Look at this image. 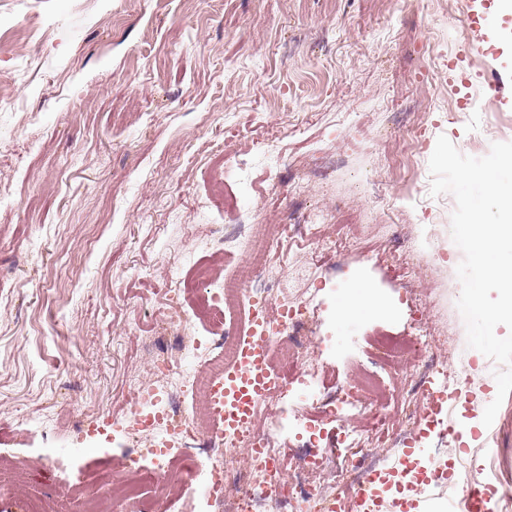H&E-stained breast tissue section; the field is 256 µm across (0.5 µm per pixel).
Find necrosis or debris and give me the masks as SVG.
<instances>
[{
  "label": "necrosis or debris",
  "mask_w": 512,
  "mask_h": 512,
  "mask_svg": "<svg viewBox=\"0 0 512 512\" xmlns=\"http://www.w3.org/2000/svg\"><path fill=\"white\" fill-rule=\"evenodd\" d=\"M332 208H301L277 215V242L296 238L317 243L320 251L336 249L329 224ZM232 273L204 280L197 308L210 327L208 338L188 339L170 324L169 355L150 359V382L134 381L128 388V411L122 418L98 417L97 426L116 424L125 438H148L149 447L125 448L112 470L126 501H141L144 488L153 492L141 512H156L155 503L179 496L196 482H204L201 512H350V498H338L342 483H370L378 457L399 456L411 436L407 422L426 423L437 448L448 445V422L427 410L428 398L455 402L467 380L465 368H449L441 339L430 328L418 336L420 354L410 359L409 381L404 382L396 406L378 400L371 376L360 377L356 386L334 392L316 387L319 364L311 360L304 341L314 311L304 296L285 294L276 286L270 264L251 267L249 288L237 290ZM279 310L269 359L274 365L272 383L255 396L253 413L244 427H224L208 404L209 384L200 380L203 367L218 363L232 367L240 344L251 334L255 319L266 316L269 305ZM306 376L305 402L319 409L327 420L348 412L369 424L367 437L349 430L338 431L327 449L307 444L299 462L288 466V449L277 447L275 437L261 426V418L275 415L288 393L291 377ZM203 397L202 419L187 413L181 399L188 392ZM349 454V467H335L336 457ZM152 470H144L143 460Z\"/></svg>",
  "instance_id": "1"
}]
</instances>
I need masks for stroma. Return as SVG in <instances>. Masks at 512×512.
Here are the masks:
<instances>
[{
    "instance_id": "stroma-1",
    "label": "stroma",
    "mask_w": 512,
    "mask_h": 512,
    "mask_svg": "<svg viewBox=\"0 0 512 512\" xmlns=\"http://www.w3.org/2000/svg\"><path fill=\"white\" fill-rule=\"evenodd\" d=\"M461 0H0V449L20 462L26 490L0 475V512L23 499L80 512L82 495L109 498L113 442L48 469L43 448L73 445L74 423L122 414L129 383L147 377L145 345L164 335L162 317L205 336L184 292L198 268L235 269L233 243L205 248L234 216L212 203L209 172L226 171L225 192L274 197L264 170L298 185L301 206L341 205L357 242L305 266L308 243L275 250L282 290H312L321 382L349 386L373 367L371 341L418 333L427 321L454 352L466 343L459 317L451 194L432 195L429 159L444 135L466 155L512 141V111L448 114L465 95H488L470 59L512 69V12L485 41L472 38ZM420 128L418 146L406 127ZM274 145L275 156L261 154ZM341 159L315 177L324 152ZM439 260L403 270L392 253L429 248ZM180 287L166 293L164 282ZM370 285L373 305L348 317L336 307L352 285ZM472 382L456 403L454 433L434 458L442 484L391 480L415 512H439L461 474L492 485L512 462V393L491 426L497 363L471 358ZM376 368V367H373ZM385 388L394 370L376 368ZM293 386L284 414L303 425L264 426L281 447L337 426Z\"/></svg>"
}]
</instances>
